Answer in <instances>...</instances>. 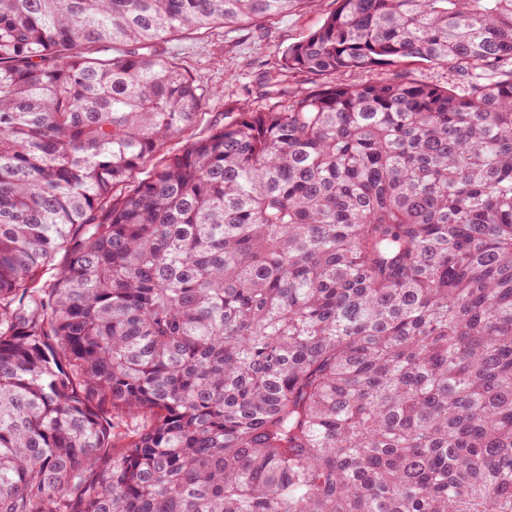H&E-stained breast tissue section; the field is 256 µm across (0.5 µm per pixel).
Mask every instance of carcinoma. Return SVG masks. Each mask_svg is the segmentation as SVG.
Instances as JSON below:
<instances>
[{
  "instance_id": "carcinoma-1",
  "label": "carcinoma",
  "mask_w": 512,
  "mask_h": 512,
  "mask_svg": "<svg viewBox=\"0 0 512 512\" xmlns=\"http://www.w3.org/2000/svg\"><path fill=\"white\" fill-rule=\"evenodd\" d=\"M306 2L0 0V512H512V0H338L194 134L165 43ZM402 69L412 78L419 81L443 84L448 80V68L441 65L414 61L405 63ZM112 432L121 438H129L146 427L150 420L137 409H126L113 413Z\"/></svg>"
}]
</instances>
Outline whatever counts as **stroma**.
I'll use <instances>...</instances> for the list:
<instances>
[{
	"instance_id": "35a3bbf8",
	"label": "stroma",
	"mask_w": 512,
	"mask_h": 512,
	"mask_svg": "<svg viewBox=\"0 0 512 512\" xmlns=\"http://www.w3.org/2000/svg\"><path fill=\"white\" fill-rule=\"evenodd\" d=\"M336 9V0H316L285 16L239 28H214L170 39L168 51L203 86L217 90L201 115L204 133L226 104L259 96L268 75L276 73L279 49L304 40Z\"/></svg>"
}]
</instances>
